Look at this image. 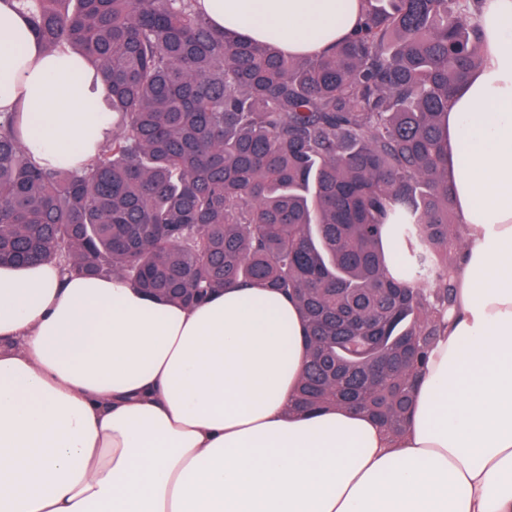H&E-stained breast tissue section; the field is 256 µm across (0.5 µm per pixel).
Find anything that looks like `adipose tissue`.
Instances as JSON below:
<instances>
[{"mask_svg": "<svg viewBox=\"0 0 512 512\" xmlns=\"http://www.w3.org/2000/svg\"><path fill=\"white\" fill-rule=\"evenodd\" d=\"M219 30L316 55L361 0H198ZM483 64L444 134L464 262L410 423L290 406L306 356L294 303L225 284L159 300L57 261L0 269V512H512V0H484ZM76 56L44 55L0 0V111L43 165L80 167L112 126Z\"/></svg>", "mask_w": 512, "mask_h": 512, "instance_id": "adipose-tissue-1", "label": "adipose tissue"}]
</instances>
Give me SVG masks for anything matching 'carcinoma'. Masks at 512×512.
<instances>
[{
	"label": "carcinoma",
	"mask_w": 512,
	"mask_h": 512,
	"mask_svg": "<svg viewBox=\"0 0 512 512\" xmlns=\"http://www.w3.org/2000/svg\"><path fill=\"white\" fill-rule=\"evenodd\" d=\"M13 2L106 86L112 131L47 168L0 112V267L57 259L183 305L273 288L307 330L290 410L357 407L400 437L456 304L442 126L481 63V0H362L311 56L219 31L198 0Z\"/></svg>",
	"instance_id": "1"
}]
</instances>
